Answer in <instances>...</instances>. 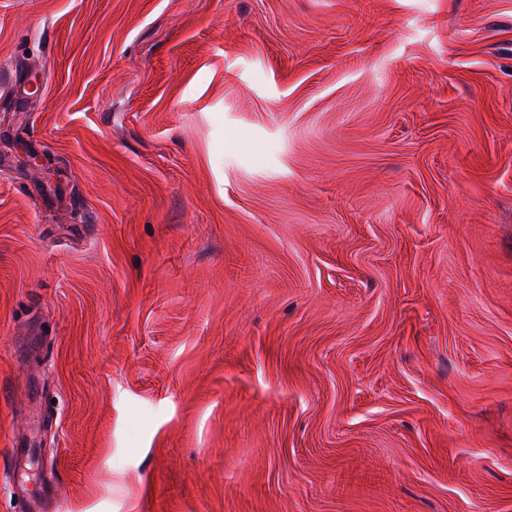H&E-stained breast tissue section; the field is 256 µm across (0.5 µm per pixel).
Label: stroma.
<instances>
[{"label": "stroma", "instance_id": "1", "mask_svg": "<svg viewBox=\"0 0 512 512\" xmlns=\"http://www.w3.org/2000/svg\"><path fill=\"white\" fill-rule=\"evenodd\" d=\"M31 499L512 512V0H0Z\"/></svg>", "mask_w": 512, "mask_h": 512}]
</instances>
